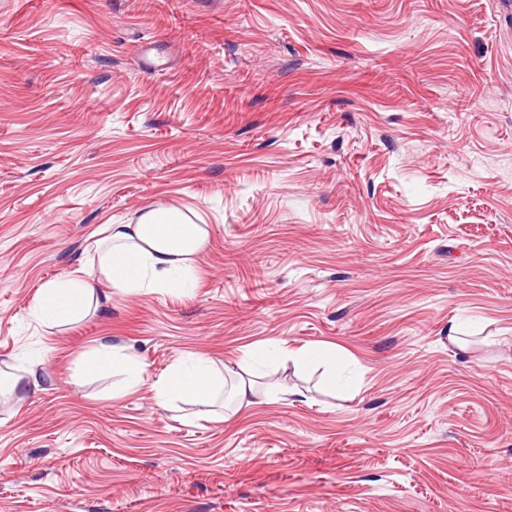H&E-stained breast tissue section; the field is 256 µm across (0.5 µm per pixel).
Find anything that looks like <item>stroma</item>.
Segmentation results:
<instances>
[{"instance_id":"1","label":"stroma","mask_w":512,"mask_h":512,"mask_svg":"<svg viewBox=\"0 0 512 512\" xmlns=\"http://www.w3.org/2000/svg\"><path fill=\"white\" fill-rule=\"evenodd\" d=\"M157 205L211 229L196 285L116 292L94 243ZM265 341L335 345L337 390L268 364L232 416L157 404ZM103 344L138 387L83 370ZM7 367L38 384L0 395V512H512V11L0 0ZM94 286L86 279L56 282L41 288L32 309L45 326H58L83 317L95 298ZM83 367L86 371L97 373L104 370L120 371L127 375L125 389L136 387L143 380L144 368L130 356L120 354L109 345L88 353L83 359Z\"/></svg>"}]
</instances>
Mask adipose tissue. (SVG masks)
Segmentation results:
<instances>
[{
	"mask_svg": "<svg viewBox=\"0 0 512 512\" xmlns=\"http://www.w3.org/2000/svg\"><path fill=\"white\" fill-rule=\"evenodd\" d=\"M107 245L98 253L99 267L122 293L160 291L188 287L194 277V261L210 238L208 225L196 224L175 208L147 209L135 224H111L106 228ZM95 297L88 280L77 278L56 282L40 289L32 309L34 318L45 326H58L83 317ZM269 353L268 346L246 348L240 360L217 368L202 357L173 364L152 389L160 405L175 400L213 404L225 382H232L239 405L252 404L261 392L254 369ZM86 371H120L128 387L143 379L144 368L130 356L104 345L83 360Z\"/></svg>",
	"mask_w": 512,
	"mask_h": 512,
	"instance_id": "ef3b65f1",
	"label": "adipose tissue"
}]
</instances>
